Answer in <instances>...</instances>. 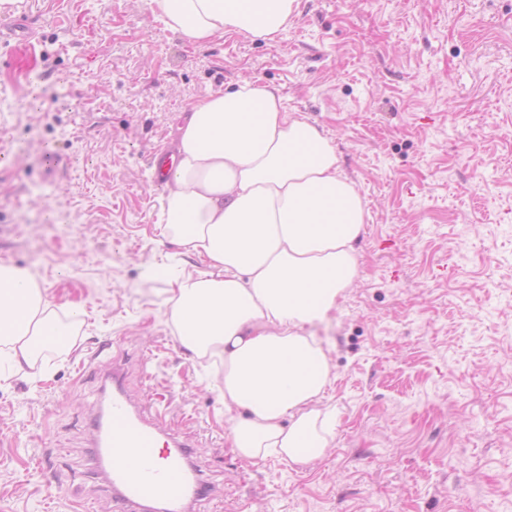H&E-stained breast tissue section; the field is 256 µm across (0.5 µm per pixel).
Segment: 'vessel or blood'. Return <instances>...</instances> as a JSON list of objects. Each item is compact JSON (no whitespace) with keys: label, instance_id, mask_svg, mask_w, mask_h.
<instances>
[{"label":"vessel or blood","instance_id":"1","mask_svg":"<svg viewBox=\"0 0 512 512\" xmlns=\"http://www.w3.org/2000/svg\"><path fill=\"white\" fill-rule=\"evenodd\" d=\"M95 456L126 512H145L164 504L166 512H190L208 489L191 457L190 444L163 440L131 405L120 373L112 375V406L96 428Z\"/></svg>","mask_w":512,"mask_h":512}]
</instances>
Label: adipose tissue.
I'll return each mask as SVG.
<instances>
[{"mask_svg":"<svg viewBox=\"0 0 512 512\" xmlns=\"http://www.w3.org/2000/svg\"><path fill=\"white\" fill-rule=\"evenodd\" d=\"M149 5L200 46L227 35L273 41L300 14V0ZM170 159L159 234L205 263L154 269L168 281L175 334L215 370L231 448L307 464L335 431L320 408L327 353L308 328L339 309L358 276L363 199L323 128L259 78L193 103ZM83 317L53 304L29 269L0 263V344L14 369Z\"/></svg>","mask_w":512,"mask_h":512,"instance_id":"obj_1","label":"adipose tissue"}]
</instances>
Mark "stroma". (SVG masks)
I'll return each mask as SVG.
<instances>
[{"instance_id": "35a3bbf8", "label": "stroma", "mask_w": 512, "mask_h": 512, "mask_svg": "<svg viewBox=\"0 0 512 512\" xmlns=\"http://www.w3.org/2000/svg\"><path fill=\"white\" fill-rule=\"evenodd\" d=\"M8 23L36 58L0 43V261L87 315L34 367L0 363V512H114L92 438L116 362L192 445L196 512H512V0H302L275 41L206 47L148 0H18ZM257 77L325 129L368 212L356 283L311 328L336 435L296 467L232 450L151 273L177 252L152 153Z\"/></svg>"}]
</instances>
